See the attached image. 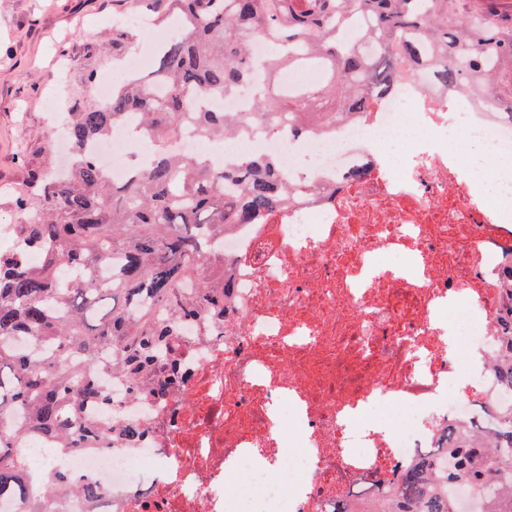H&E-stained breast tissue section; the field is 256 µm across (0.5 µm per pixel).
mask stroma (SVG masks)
<instances>
[{"label":"stroma","mask_w":512,"mask_h":512,"mask_svg":"<svg viewBox=\"0 0 512 512\" xmlns=\"http://www.w3.org/2000/svg\"><path fill=\"white\" fill-rule=\"evenodd\" d=\"M134 12V0H0V220L14 217L31 170L61 164L47 87L63 81L62 109L100 105L87 75L110 69L102 37L112 18Z\"/></svg>","instance_id":"35a3bbf8"}]
</instances>
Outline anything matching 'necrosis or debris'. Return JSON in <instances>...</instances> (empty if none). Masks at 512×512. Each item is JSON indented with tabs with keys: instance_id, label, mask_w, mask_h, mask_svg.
Segmentation results:
<instances>
[{
	"instance_id": "necrosis-or-debris-1",
	"label": "necrosis or debris",
	"mask_w": 512,
	"mask_h": 512,
	"mask_svg": "<svg viewBox=\"0 0 512 512\" xmlns=\"http://www.w3.org/2000/svg\"><path fill=\"white\" fill-rule=\"evenodd\" d=\"M178 32L150 31L117 70L147 74ZM250 53L245 84L196 105L248 115L272 47L256 38ZM147 146L131 117L88 149L120 183ZM173 147L229 170L273 159L294 194L265 223L215 238L229 301L223 319L183 323L174 397H132L99 371L109 402L88 418L141 423L136 447L56 456L29 441L30 471L106 486L96 498L53 491L55 512H333L435 452L448 424L512 407L496 389L512 335V213L495 191L512 167V113L500 103L419 68L364 112L220 141L186 129Z\"/></svg>"
}]
</instances>
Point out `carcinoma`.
<instances>
[{
    "instance_id": "obj_1",
    "label": "carcinoma",
    "mask_w": 512,
    "mask_h": 512,
    "mask_svg": "<svg viewBox=\"0 0 512 512\" xmlns=\"http://www.w3.org/2000/svg\"><path fill=\"white\" fill-rule=\"evenodd\" d=\"M138 10L173 18L179 36L157 54L153 79L166 88L156 100L147 83L132 80L94 109L72 108L66 133L75 150L71 176L34 174L31 193L15 208L24 221L13 235L22 247L0 248V419L25 414L18 426L0 425V499H26L29 480L21 442L38 434L65 451L98 440L129 448L145 435L141 425L105 427L80 416L83 405L105 396L95 369L108 356L135 397H165L175 390L164 377L169 348L189 318L224 317V255L208 247L211 232L256 224L281 209L291 192L277 184L270 158L242 160L238 191L224 193L230 174L190 154L172 151L185 124L215 140L245 122L290 118L302 128L331 115L365 110L403 74L430 65L437 80L465 85L483 98L512 105V13L498 0H137ZM363 22L361 37L375 38L377 52L347 46L344 24ZM133 37L112 32V58ZM272 45V84L259 93L246 119L204 112L192 105L199 93L230 94L253 68L250 42ZM498 58L482 67V56ZM318 64L330 80L316 91L274 85L290 65ZM130 112L153 142L150 159L123 185H115L94 156L90 140L112 134ZM40 257L34 265L28 259ZM79 280L59 281L62 267ZM199 288L181 292L184 281ZM28 338L32 349L14 342ZM448 459L425 456L402 470L378 496L336 512H459L457 486L477 497L476 512H512V414L497 421L478 447L471 431L448 426ZM47 487L88 496L104 487L96 478L52 471Z\"/></svg>"
}]
</instances>
